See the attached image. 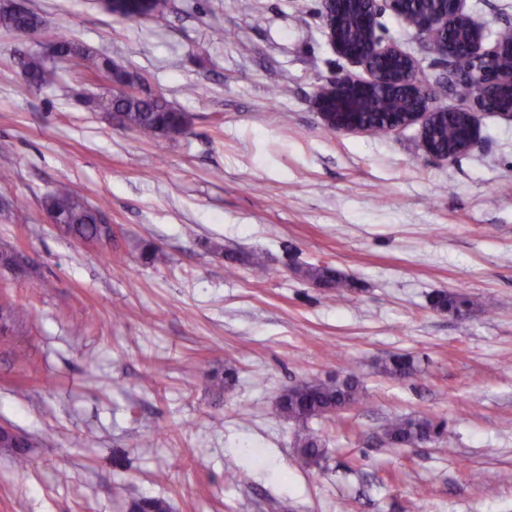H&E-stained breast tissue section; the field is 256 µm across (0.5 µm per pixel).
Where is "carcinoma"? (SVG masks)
<instances>
[{
    "mask_svg": "<svg viewBox=\"0 0 512 512\" xmlns=\"http://www.w3.org/2000/svg\"><path fill=\"white\" fill-rule=\"evenodd\" d=\"M0 25L19 35H34L41 31L44 21L32 9H14V3H0ZM56 51L49 56L18 54L25 84L30 88L43 89L53 86L60 75L49 60H60L90 74L112 73V81L133 83L139 76L112 65V61L96 54L75 41L60 37ZM99 112L112 116L121 126L136 131L145 139L173 138L182 134L189 124V115L173 108L161 94H136L126 97L102 95L89 100ZM435 147L441 151L453 142V125H436L431 131ZM44 210L61 230L78 242L110 243L114 235L109 227L97 222L102 208L87 205L80 197L68 190H57L46 196ZM304 275L325 288H351L353 282L335 278L321 266H307ZM433 307L458 316L468 314L474 303L453 293L438 292L432 299ZM385 373L394 377H406L413 371V362L404 356H395L382 365ZM360 396L359 385L351 376L342 382L311 380L285 390L278 398L280 412L295 421L306 423L313 418L324 417L355 404ZM441 435L435 422L429 419H393L386 436L395 445L416 446ZM295 445L309 464L319 462L324 453L317 434L306 429L296 434ZM26 440L18 435L0 437V448L11 452L17 463H26ZM131 512H169L165 499L141 498L130 506Z\"/></svg>",
    "mask_w": 512,
    "mask_h": 512,
    "instance_id": "cac0c4a2",
    "label": "carcinoma"
}]
</instances>
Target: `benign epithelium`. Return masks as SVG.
Here are the masks:
<instances>
[{"label":"benign epithelium","instance_id":"7a95c632","mask_svg":"<svg viewBox=\"0 0 512 512\" xmlns=\"http://www.w3.org/2000/svg\"><path fill=\"white\" fill-rule=\"evenodd\" d=\"M467 0H432L434 7L413 16L406 0H322V29L338 55L361 66L366 76L344 74L318 87L313 105L324 126L339 133L374 132L361 116L402 112L389 127L396 131L419 123L424 150L449 160L475 149L480 142L477 114L492 113L512 122V44L500 39L486 44L484 27L466 11ZM388 10L401 17L415 37L427 44L446 67L445 81L420 69L416 60L376 35L377 19ZM458 98L448 109L433 105L436 89ZM459 117L456 144L435 152L427 139L434 123Z\"/></svg>","mask_w":512,"mask_h":512}]
</instances>
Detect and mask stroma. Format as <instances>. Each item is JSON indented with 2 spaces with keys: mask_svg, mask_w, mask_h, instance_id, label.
<instances>
[{
  "mask_svg": "<svg viewBox=\"0 0 512 512\" xmlns=\"http://www.w3.org/2000/svg\"><path fill=\"white\" fill-rule=\"evenodd\" d=\"M24 3L46 28H0V251L27 264L0 267V305L28 312L0 329V427L30 446L23 466L0 449V512H127L141 497L171 512H512V122L479 114L478 146L447 161L416 124L327 130L315 92L355 67L320 0H169L134 19L99 0ZM377 33L433 68L393 13ZM60 34L140 75L188 130L116 126L83 102L110 83L65 63L28 90L15 50ZM60 187L103 207L111 244L49 220ZM16 197L24 210L4 209ZM147 243L164 263L141 259ZM254 251L264 273L242 260ZM310 264L354 288L306 280ZM439 291L474 310H436ZM397 354L411 376L381 372ZM351 374L361 399L310 421L326 455L307 466L277 400ZM394 417L446 435L392 445Z\"/></svg>",
  "mask_w": 512,
  "mask_h": 512,
  "instance_id": "1",
  "label": "stroma"
}]
</instances>
